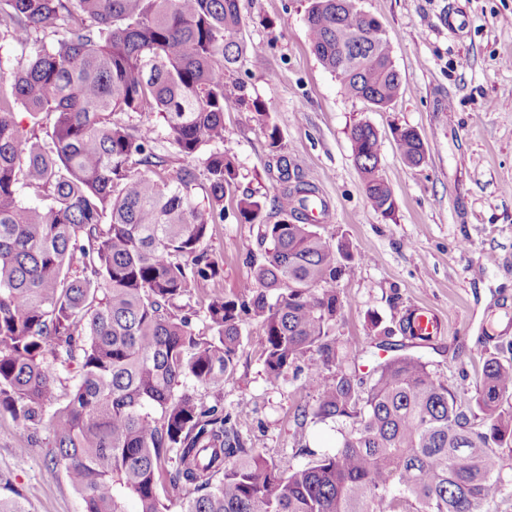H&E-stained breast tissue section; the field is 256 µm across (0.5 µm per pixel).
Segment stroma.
Returning <instances> with one entry per match:
<instances>
[{
	"label": "stroma",
	"mask_w": 512,
	"mask_h": 512,
	"mask_svg": "<svg viewBox=\"0 0 512 512\" xmlns=\"http://www.w3.org/2000/svg\"><path fill=\"white\" fill-rule=\"evenodd\" d=\"M448 2L360 0L386 29L401 76L400 95L388 108L349 97L321 65L307 37V0H239L252 51L225 79L266 106L292 170L328 204L319 232L351 255L336 285L342 370L369 375L388 356L382 329L404 344L400 321L426 308L443 330L405 350L429 362L467 402L486 354L480 338L489 316L512 313V0H458L469 20L459 37L448 31ZM360 121L379 134L380 166L396 200L390 218L367 200L353 161L350 132ZM224 126V150L235 157L239 177L224 198L223 223L202 243L219 274L184 299L198 310L194 329L203 334L200 312L210 296L237 294L264 259L263 227L240 220V199L262 200L268 222L278 219L276 158L258 115L236 106L225 111ZM404 127L425 142L420 166L401 159L394 132ZM263 338L260 319L247 318L223 389L199 386L195 393L202 407L223 408L243 440L257 443L266 457L299 466L307 461L302 447L331 449L337 433L328 423L296 426L297 407H314L317 392L301 372L270 385ZM51 446L48 430L30 431L0 412V477L20 490L32 512H82L64 469L46 459Z\"/></svg>",
	"instance_id": "35a3bbf8"
}]
</instances>
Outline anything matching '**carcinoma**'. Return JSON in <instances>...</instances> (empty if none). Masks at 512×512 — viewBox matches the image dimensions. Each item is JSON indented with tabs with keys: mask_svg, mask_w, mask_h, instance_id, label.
Segmentation results:
<instances>
[{
	"mask_svg": "<svg viewBox=\"0 0 512 512\" xmlns=\"http://www.w3.org/2000/svg\"><path fill=\"white\" fill-rule=\"evenodd\" d=\"M307 30L347 95L377 108L397 99L390 39L359 0H308ZM0 38L21 49L0 73V410L45 424L49 462L64 468L83 512H129L131 501L136 512H166L172 497L179 512H490L499 449L512 448V360L483 358L467 407L411 353L367 379L334 369L344 359L335 285L348 254L311 224L310 202L324 212L327 202L292 180L276 127L279 220L264 222L251 196L239 203L241 218L264 226V262L239 294L209 299L207 336L178 304L218 274L201 245L238 178L224 111L245 94L224 75L246 57L239 0H0ZM122 112L160 114L186 157L208 149L207 205L194 200L196 169L163 176L152 129ZM351 140L366 198L392 216L377 131L358 123ZM397 145L410 166L425 155L413 129L398 130ZM250 314L264 323L270 384L307 360L318 399L296 425L312 417L338 433L332 451L286 471L187 385L224 387ZM400 330L415 345L430 341L410 314ZM74 364L61 400L59 371ZM0 512H30L6 481Z\"/></svg>",
	"mask_w": 512,
	"mask_h": 512,
	"instance_id": "cac0c4a2",
	"label": "carcinoma"
}]
</instances>
